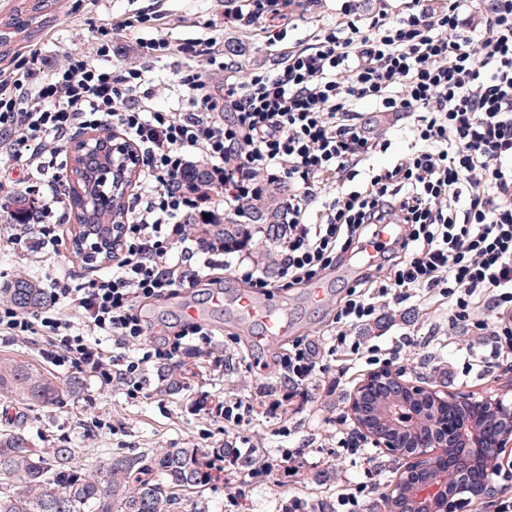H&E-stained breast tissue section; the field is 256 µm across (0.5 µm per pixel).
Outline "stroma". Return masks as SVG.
Returning a JSON list of instances; mask_svg holds the SVG:
<instances>
[{"label": "stroma", "mask_w": 512, "mask_h": 512, "mask_svg": "<svg viewBox=\"0 0 512 512\" xmlns=\"http://www.w3.org/2000/svg\"><path fill=\"white\" fill-rule=\"evenodd\" d=\"M224 12V0H51L46 16L31 36H15L0 46V69L7 68L15 53L27 46L45 45L56 67H63L72 51L88 53L90 62H97L93 53L100 26L110 23L109 66L116 72L131 67H144L153 90L157 109L165 110L181 96L174 74L173 59L155 62L146 58L140 45L153 38L196 39L215 37L233 46L239 55L241 78H249L258 67H270L276 58V48L267 43L264 35L242 34L213 28L212 23ZM137 18L134 31H121L117 22ZM354 280L336 276L322 302L310 300L307 288L276 292L275 297L287 304L293 324V337L320 339L330 324L339 302L346 296ZM208 324L222 333L234 363L222 379L209 380L196 373L186 390L178 394L150 393L148 397L129 399L121 390H100L88 377H80L78 395L64 397L57 405L43 408L20 397L0 395V431L18 429L31 440L33 447L47 448L65 444L79 449V464L87 468L102 466L116 455H137L159 448H207L224 441V422L197 407L202 394L215 396L247 395L260 384L274 380L273 363L286 352L287 342L265 341L257 325L237 317L231 305L211 310ZM379 343L389 346L402 334H409L410 347L404 348L401 364L407 379L419 381L439 390L461 389L480 396L489 392L512 399V372L497 368L487 372L462 367L472 338L448 324L445 301L431 299L420 305L403 304L396 307L392 324L379 328ZM52 348L45 342H26L0 335V359L26 361L48 372L58 382L70 380L67 369L57 366L51 356ZM263 361L265 369L258 370L254 361ZM453 364L457 374L448 378L441 370ZM371 367L358 363L341 380L334 395L324 388L329 376H318L312 401L302 412L293 414L291 425L295 432L282 437L264 415H257L251 433L257 438L264 454L275 455L278 449L300 446L302 441L316 443L314 455L321 460H337L330 482L320 484L317 471L305 468L293 479L288 489L293 494H305L329 501L342 486L363 481L369 462H376L381 482L392 480L400 466L398 460L380 449L362 444L361 451L343 458L336 455L338 425L353 428L349 419L348 399L353 390L370 373ZM228 489L217 481L202 492L181 493L171 512H230Z\"/></svg>", "instance_id": "1"}]
</instances>
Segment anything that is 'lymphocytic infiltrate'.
<instances>
[{
	"mask_svg": "<svg viewBox=\"0 0 512 512\" xmlns=\"http://www.w3.org/2000/svg\"><path fill=\"white\" fill-rule=\"evenodd\" d=\"M295 0H224L225 27L251 32L278 24L271 71L239 77L238 61L217 38L143 43L146 57H176L183 94L154 108L136 68L117 74L84 54L50 68L40 48L18 53L0 79V191L31 197L36 213L0 238V252L46 261L63 244L66 193L60 161L82 131H115L136 148L141 185L125 209L112 267L92 277L59 270L45 280L49 306L22 312L0 303V334L46 339L60 366L145 394L150 372L204 360L228 367L223 340L202 324L154 329L143 300L218 286L232 271L249 289L309 284L351 261L366 243L380 260L361 274L336 309L322 342L297 338L275 382L218 401L224 420V471L245 487L303 468L307 448L260 453L243 433L257 413L290 435L288 401L307 398L316 374L338 371L339 356L392 367L389 348L362 333L382 309L439 294L448 323L475 334V362L512 364V0H381L361 12L341 0L334 23L314 43L286 44ZM222 71L223 84L212 80ZM390 116L411 142L388 169L370 159L390 146L365 121L363 106ZM206 180L189 176L194 158ZM282 186L284 224L267 237L257 224L245 246L224 245V216H237ZM402 225L400 247L380 242L382 226ZM274 252V272L247 262L244 249ZM112 338L116 352L100 337ZM376 481L359 482L323 504L301 495L282 512H362Z\"/></svg>",
	"mask_w": 512,
	"mask_h": 512,
	"instance_id": "1",
	"label": "lymphocytic infiltrate"
}]
</instances>
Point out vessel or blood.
I'll return each instance as SVG.
<instances>
[{
  "instance_id": "1",
  "label": "vessel or blood",
  "mask_w": 512,
  "mask_h": 512,
  "mask_svg": "<svg viewBox=\"0 0 512 512\" xmlns=\"http://www.w3.org/2000/svg\"><path fill=\"white\" fill-rule=\"evenodd\" d=\"M209 305H224L232 303L237 314L244 320L260 326L265 338L273 340L285 335L291 330L288 311L284 304L277 299H262L246 291L237 292L234 296H227L224 290H213Z\"/></svg>"
}]
</instances>
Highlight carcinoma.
Listing matches in <instances>:
<instances>
[{
	"instance_id": "carcinoma-1",
	"label": "carcinoma",
	"mask_w": 512,
	"mask_h": 512,
	"mask_svg": "<svg viewBox=\"0 0 512 512\" xmlns=\"http://www.w3.org/2000/svg\"><path fill=\"white\" fill-rule=\"evenodd\" d=\"M37 4L18 9L0 34V45L38 22ZM280 190L273 188L260 200L250 220L280 223ZM250 225L227 221L224 245L245 237ZM12 305L28 310L49 301L46 289L27 275H18L0 288ZM189 371L178 369L166 378L161 392L171 395L186 385ZM0 392L14 393L42 407L56 405L78 392V383L65 387L21 360L0 361ZM80 449L31 446L19 430L0 433V512H167L176 492L209 486L224 477V449L164 448L137 457L115 456L102 468L89 471L77 465Z\"/></svg>"
}]
</instances>
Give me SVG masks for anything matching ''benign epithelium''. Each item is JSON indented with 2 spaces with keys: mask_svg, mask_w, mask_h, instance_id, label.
<instances>
[{
  "mask_svg": "<svg viewBox=\"0 0 512 512\" xmlns=\"http://www.w3.org/2000/svg\"><path fill=\"white\" fill-rule=\"evenodd\" d=\"M105 150L112 152L114 164L96 166L97 193L93 202L85 199L83 186L70 188L84 212L92 204L106 205L119 199L139 168L133 148L112 133L84 135L72 145L74 159L82 163L97 161L98 154ZM76 241L83 248L84 260L92 264L112 243V229L86 226ZM421 402L433 408L450 403L473 406L484 422L497 429V437L484 444L480 439L483 425L475 423L458 429L444 424V419L435 413L432 421L441 423L438 432L413 443V434L421 429V420L415 413L416 404ZM348 411L366 442L403 462L396 478L385 486L386 512H466L473 500L512 491L511 400L434 390L404 378L401 371L382 368L371 372L350 395ZM475 445L479 446V459L489 473L503 475L507 482L496 484L490 480L476 487L463 483L476 459L472 453Z\"/></svg>",
  "mask_w": 512,
  "mask_h": 512,
  "instance_id": "benign-epithelium-1",
  "label": "benign epithelium"
}]
</instances>
